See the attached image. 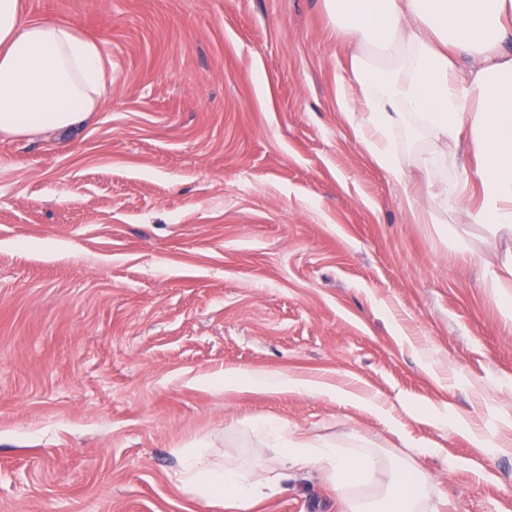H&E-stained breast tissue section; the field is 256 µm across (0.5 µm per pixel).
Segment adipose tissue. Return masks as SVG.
<instances>
[{
	"label": "adipose tissue",
	"mask_w": 512,
	"mask_h": 512,
	"mask_svg": "<svg viewBox=\"0 0 512 512\" xmlns=\"http://www.w3.org/2000/svg\"><path fill=\"white\" fill-rule=\"evenodd\" d=\"M354 45L350 74L360 120L356 137L383 170L400 174L393 135L418 130L434 146L458 144L470 133L477 148L474 224H512V0H327ZM471 62L457 67L459 58ZM105 72L96 44L68 24L24 18L20 0H0V134L33 135L83 124L102 96ZM276 395L303 390L336 397L335 387L275 372L227 371L224 387ZM254 431L281 451L287 464L317 466L338 491V512H420L429 477L403 459L373 448H341L288 436L276 419ZM183 479L201 498L230 512H251L266 482L237 463L208 466L193 448L182 451ZM374 486L372 502L357 492Z\"/></svg>",
	"instance_id": "obj_1"
}]
</instances>
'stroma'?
Listing matches in <instances>:
<instances>
[{
	"mask_svg": "<svg viewBox=\"0 0 512 512\" xmlns=\"http://www.w3.org/2000/svg\"><path fill=\"white\" fill-rule=\"evenodd\" d=\"M325 2L21 0L108 77L82 127L0 136V512H225L184 485L186 448L279 478L255 512H336L323 470L253 432L272 418L411 461L428 512H512V320L487 279L512 230L411 211L419 161L453 182L474 146L399 132L402 177L379 168ZM229 369L344 395L228 391Z\"/></svg>",
	"mask_w": 512,
	"mask_h": 512,
	"instance_id": "stroma-1",
	"label": "stroma"
}]
</instances>
